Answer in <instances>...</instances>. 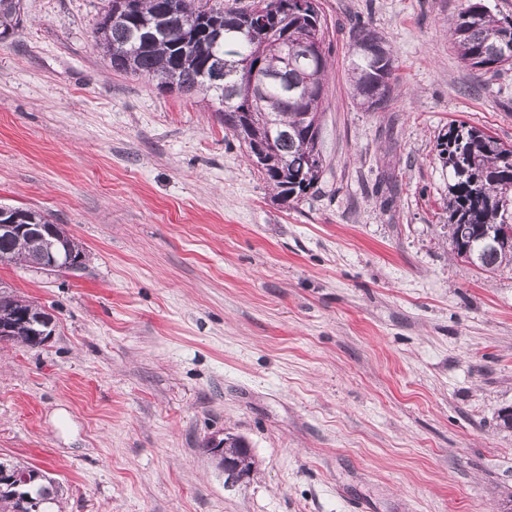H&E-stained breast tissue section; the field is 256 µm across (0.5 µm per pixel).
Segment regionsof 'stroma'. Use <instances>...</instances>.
<instances>
[{
  "label": "stroma",
  "instance_id": "35a3bbf8",
  "mask_svg": "<svg viewBox=\"0 0 512 512\" xmlns=\"http://www.w3.org/2000/svg\"><path fill=\"white\" fill-rule=\"evenodd\" d=\"M333 67L316 192L274 198L212 97L112 69L108 0H24L0 43V203L86 252L0 262L54 318L0 341V459L62 512H501L512 500V265L448 239L435 150L464 120L512 145V69L461 62V0H320ZM396 59L385 110L349 84L351 33ZM245 438L243 481L211 437ZM58 226L60 224H57ZM60 227V226H59ZM43 232L47 233L48 236V239H50L53 243H54V247L60 251H63V252H71V253H74L76 257H81L82 261L77 265V266H73V265H68V266H65V267H59L58 269H65V270H78L82 267L83 265V261H84V258H85V252H84V249L83 247L74 240L73 237H71L70 235H68V233L66 232L65 228L64 227H60V236L57 237V238H53V228L51 226H45L44 228H41ZM70 266H73L71 269H69Z\"/></svg>",
  "mask_w": 512,
  "mask_h": 512
}]
</instances>
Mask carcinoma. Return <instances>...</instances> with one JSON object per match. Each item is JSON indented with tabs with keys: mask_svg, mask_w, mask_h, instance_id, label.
Masks as SVG:
<instances>
[{
	"mask_svg": "<svg viewBox=\"0 0 512 512\" xmlns=\"http://www.w3.org/2000/svg\"><path fill=\"white\" fill-rule=\"evenodd\" d=\"M111 0L97 33L113 69L145 76L166 89L212 94L222 105L224 127L247 148L250 159L286 202L317 189L323 172L318 148L329 68L328 25L319 0H253L245 9L218 10L209 0ZM22 0H0V36L21 25ZM449 33L459 59L486 74L512 69V19L485 0H463ZM363 51L352 53L353 95L369 111L382 110L397 80L396 62L384 38L363 24L352 33ZM319 44L313 58L298 56ZM221 75L220 81L213 74ZM448 168V235L456 256L485 272L512 264V146L467 122H454L437 137ZM21 224H49L47 215L15 209ZM54 247L85 257L83 247L60 228ZM43 244L0 235V258L35 265ZM31 302L0 291L4 309ZM23 471L29 484L16 489L0 479V512H54L55 482L33 467L1 461Z\"/></svg>",
	"mask_w": 512,
	"mask_h": 512,
	"instance_id": "carcinoma-1",
	"label": "carcinoma"
}]
</instances>
